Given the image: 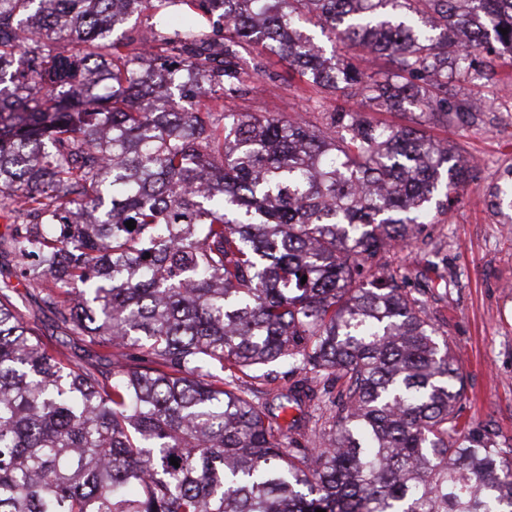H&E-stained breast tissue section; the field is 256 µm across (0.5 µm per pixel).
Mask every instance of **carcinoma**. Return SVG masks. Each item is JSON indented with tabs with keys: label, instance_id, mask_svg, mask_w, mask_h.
<instances>
[{
	"label": "carcinoma",
	"instance_id": "cac0c4a2",
	"mask_svg": "<svg viewBox=\"0 0 512 512\" xmlns=\"http://www.w3.org/2000/svg\"><path fill=\"white\" fill-rule=\"evenodd\" d=\"M265 55L361 109L247 111ZM498 58L512 0H0V512H512V448L459 422L462 365L382 263L476 178L419 126L476 123ZM33 309V310H32ZM24 318L30 322H36L41 331L47 336L53 339H58L68 343V347L72 349L73 352L78 354V360L80 362L85 361L83 357L84 353L82 351V344L80 341L76 340L74 336H62L59 330L56 329L55 324L49 313H37L35 311V307L29 308L28 310L23 309Z\"/></svg>",
	"mask_w": 512,
	"mask_h": 512
}]
</instances>
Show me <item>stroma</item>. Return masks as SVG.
Instances as JSON below:
<instances>
[{
	"label": "stroma",
	"mask_w": 512,
	"mask_h": 512,
	"mask_svg": "<svg viewBox=\"0 0 512 512\" xmlns=\"http://www.w3.org/2000/svg\"><path fill=\"white\" fill-rule=\"evenodd\" d=\"M264 70L260 93L247 103L250 111L289 116L334 107V100L318 103L288 90L291 73L278 58L265 59ZM467 91L484 105L483 125L462 129L428 122L422 130L476 162L477 177L463 191L461 204L429 225L426 242L390 256L388 270L415 275L425 268L426 252L442 248L457 271L456 283L447 289L429 274L425 301L462 363L466 391L461 418L470 426L488 427L499 441L512 445V224L501 223L483 202L501 170L512 165V99L489 84L471 85Z\"/></svg>",
	"instance_id": "35a3bbf8"
}]
</instances>
